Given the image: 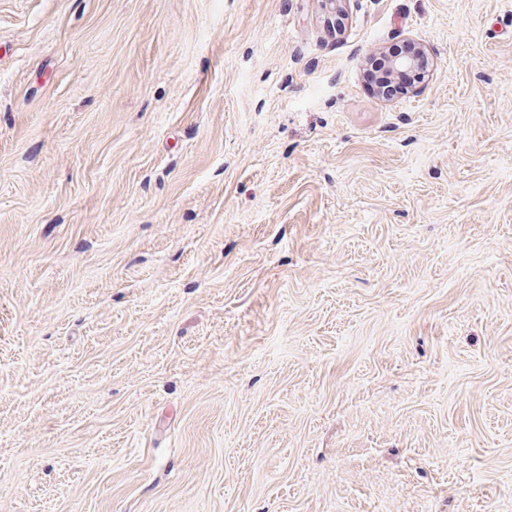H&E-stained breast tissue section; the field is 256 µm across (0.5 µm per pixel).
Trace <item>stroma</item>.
<instances>
[{
    "instance_id": "stroma-1",
    "label": "stroma",
    "mask_w": 512,
    "mask_h": 512,
    "mask_svg": "<svg viewBox=\"0 0 512 512\" xmlns=\"http://www.w3.org/2000/svg\"><path fill=\"white\" fill-rule=\"evenodd\" d=\"M0 512H512V0H0Z\"/></svg>"
}]
</instances>
